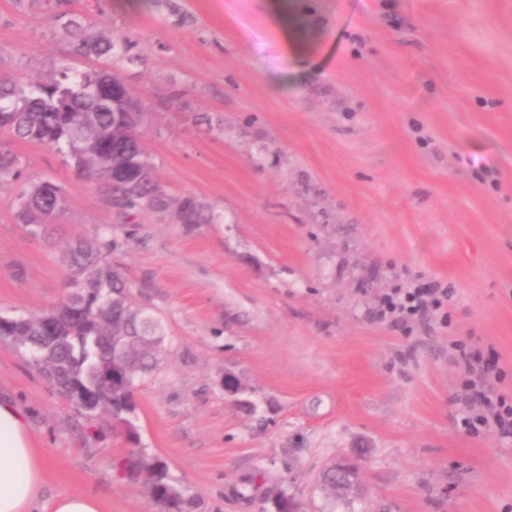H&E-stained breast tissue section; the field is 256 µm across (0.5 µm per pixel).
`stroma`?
<instances>
[{
  "label": "stroma",
  "instance_id": "stroma-1",
  "mask_svg": "<svg viewBox=\"0 0 512 512\" xmlns=\"http://www.w3.org/2000/svg\"><path fill=\"white\" fill-rule=\"evenodd\" d=\"M98 0L129 44L118 73L174 210L122 215L52 149L0 135L66 209L50 236L16 220L0 181V315L62 303L74 238L111 241L129 294L164 325L136 382L133 428L86 415L10 345L0 397L29 414L51 464L42 501L86 494L104 512H159L119 468L131 446L164 462L191 512H512V437L467 432L457 346L492 357L512 404V0ZM89 0H0V77L51 78L73 60L54 12ZM425 278L442 314L393 324L379 299ZM245 387L225 394V372ZM361 456L358 492L321 473Z\"/></svg>",
  "mask_w": 512,
  "mask_h": 512
}]
</instances>
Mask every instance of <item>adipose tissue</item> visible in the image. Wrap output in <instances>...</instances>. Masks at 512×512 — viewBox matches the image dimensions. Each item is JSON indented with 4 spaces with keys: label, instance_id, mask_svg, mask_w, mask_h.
Masks as SVG:
<instances>
[{
    "label": "adipose tissue",
    "instance_id": "obj_1",
    "mask_svg": "<svg viewBox=\"0 0 512 512\" xmlns=\"http://www.w3.org/2000/svg\"><path fill=\"white\" fill-rule=\"evenodd\" d=\"M47 465L34 446L27 414L11 400L0 401V512H33Z\"/></svg>",
    "mask_w": 512,
    "mask_h": 512
}]
</instances>
